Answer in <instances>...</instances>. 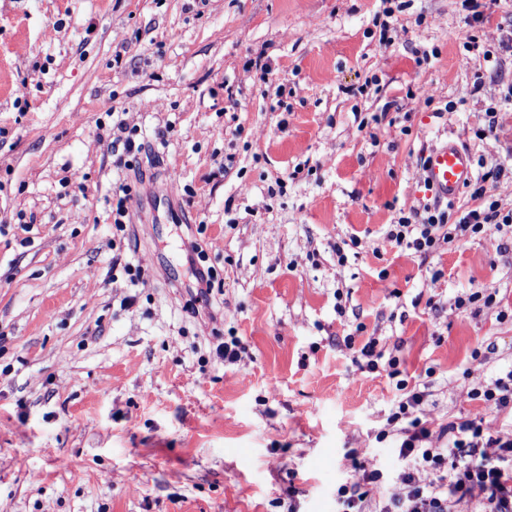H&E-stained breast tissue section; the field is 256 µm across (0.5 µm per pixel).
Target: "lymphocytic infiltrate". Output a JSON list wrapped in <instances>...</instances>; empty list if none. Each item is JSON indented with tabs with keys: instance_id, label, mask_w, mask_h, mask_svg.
I'll use <instances>...</instances> for the list:
<instances>
[{
	"instance_id": "f902f5d3",
	"label": "lymphocytic infiltrate",
	"mask_w": 512,
	"mask_h": 512,
	"mask_svg": "<svg viewBox=\"0 0 512 512\" xmlns=\"http://www.w3.org/2000/svg\"><path fill=\"white\" fill-rule=\"evenodd\" d=\"M503 167L484 172L470 196L476 205L459 217L440 206L400 213L387 225L385 236L394 247L414 256L428 258L443 245L478 236L484 225L494 224L512 234V210L502 211L499 202L487 193V185L499 181ZM347 348L357 349L369 372H385L394 379L404 396L388 417L401 436L398 455L404 465L397 475L405 493L386 498L383 472L375 462H360L361 481L345 483L337 490L339 512H364L368 499L383 500L381 512H453L456 503L482 490L474 512H512V433H493L476 419H457L441 427L438 434L413 411L423 401L422 391L409 388L401 379L400 361L385 356L375 337L357 344L354 335L344 338ZM429 469L434 477L421 482L418 473Z\"/></svg>"
}]
</instances>
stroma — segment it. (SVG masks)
Returning <instances> with one entry per match:
<instances>
[{
	"label": "stroma",
	"instance_id": "35a3bbf8",
	"mask_svg": "<svg viewBox=\"0 0 512 512\" xmlns=\"http://www.w3.org/2000/svg\"><path fill=\"white\" fill-rule=\"evenodd\" d=\"M402 3L383 43L382 0H0V512H336L360 459L402 496L401 393L345 346L359 327L432 428L512 431L470 396L512 365V244L487 224L423 262L385 237L427 204L431 147L512 164V10ZM107 114L140 131L133 168ZM195 244L216 274L200 311ZM128 262L137 283L113 275ZM477 290L492 303L456 308ZM132 189L129 185H123L119 188V193L116 194V203L112 204V235L113 237L124 235L127 224H130V217L125 205L127 197L130 195ZM122 194V195H121Z\"/></svg>",
	"mask_w": 512,
	"mask_h": 512
}]
</instances>
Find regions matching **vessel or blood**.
Returning a JSON list of instances; mask_svg holds the SVG:
<instances>
[{"label": "vessel or blood", "mask_w": 512, "mask_h": 512, "mask_svg": "<svg viewBox=\"0 0 512 512\" xmlns=\"http://www.w3.org/2000/svg\"><path fill=\"white\" fill-rule=\"evenodd\" d=\"M473 178V155L456 142L434 147L424 159L423 180L437 200H453Z\"/></svg>", "instance_id": "b4317fda"}]
</instances>
